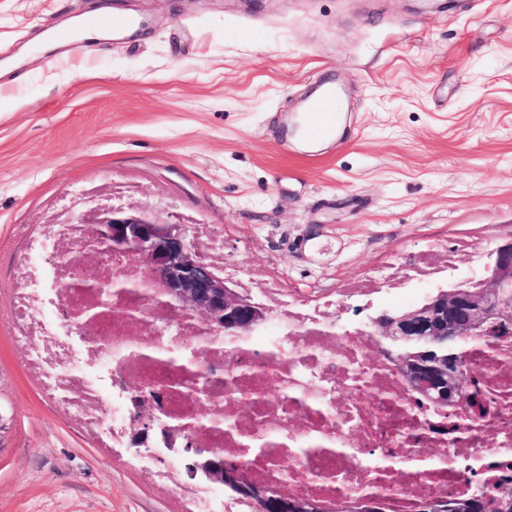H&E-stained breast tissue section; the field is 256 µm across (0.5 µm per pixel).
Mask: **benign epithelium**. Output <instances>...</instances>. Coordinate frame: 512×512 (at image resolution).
Returning <instances> with one entry per match:
<instances>
[{"mask_svg":"<svg viewBox=\"0 0 512 512\" xmlns=\"http://www.w3.org/2000/svg\"><path fill=\"white\" fill-rule=\"evenodd\" d=\"M104 249L128 253L135 265L163 289L167 300L208 324L214 331L238 336L263 328L270 308L257 302L249 289L232 276L211 269L197 247L193 226L179 214L164 215L155 209L114 196H95L82 202L73 215ZM429 303L417 304L394 313L369 318L373 335L392 343L420 341L427 336L456 340L473 336L489 321L512 319V234L482 252L478 274L453 285L440 286L426 294ZM466 366L460 360L455 370L437 367L434 375L453 388L448 407L467 410L470 393L458 372ZM161 408L154 399L135 405L133 418L160 420ZM160 435L169 451L185 462L190 479L226 488L231 496L261 506L265 492L252 490L240 480V473L224 469V460L210 448L182 444L180 433L165 425Z\"/></svg>","mask_w":512,"mask_h":512,"instance_id":"1","label":"benign epithelium"}]
</instances>
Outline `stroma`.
Returning a JSON list of instances; mask_svg holds the SVG:
<instances>
[{"label":"stroma","instance_id":"1","mask_svg":"<svg viewBox=\"0 0 512 512\" xmlns=\"http://www.w3.org/2000/svg\"><path fill=\"white\" fill-rule=\"evenodd\" d=\"M109 6L145 26L32 50ZM318 85L347 130L312 163L284 120ZM114 182L307 301L434 242L494 245L512 233V0H0V512H183L177 484L42 402L13 340L21 228Z\"/></svg>","mask_w":512,"mask_h":512}]
</instances>
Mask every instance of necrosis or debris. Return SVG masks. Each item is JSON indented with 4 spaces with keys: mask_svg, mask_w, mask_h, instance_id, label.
<instances>
[{
    "mask_svg": "<svg viewBox=\"0 0 512 512\" xmlns=\"http://www.w3.org/2000/svg\"><path fill=\"white\" fill-rule=\"evenodd\" d=\"M25 237L12 305L22 365L43 402L75 417L95 447L127 446L135 402L151 389L186 440L323 512L358 498L417 512L423 498L512 478V327L472 346L478 405L463 415L431 407L388 359L367 353L361 320L339 319L341 301L367 310L374 278L336 302L304 301L251 269L241 282L271 322L260 335L224 336L167 309L131 258L98 251L83 225L49 220ZM478 250L466 239L432 244L408 278L450 280L458 255Z\"/></svg>",
    "mask_w": 512,
    "mask_h": 512,
    "instance_id": "1",
    "label": "necrosis or debris"
}]
</instances>
